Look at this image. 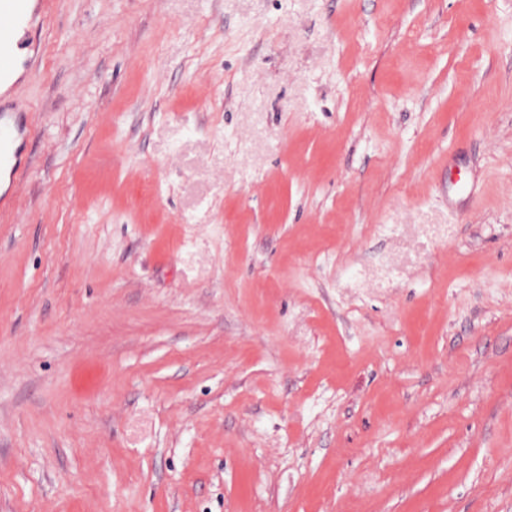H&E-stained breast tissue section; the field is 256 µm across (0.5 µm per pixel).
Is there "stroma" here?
<instances>
[{"label":"stroma","mask_w":512,"mask_h":512,"mask_svg":"<svg viewBox=\"0 0 512 512\" xmlns=\"http://www.w3.org/2000/svg\"><path fill=\"white\" fill-rule=\"evenodd\" d=\"M0 212V512H512V0H48Z\"/></svg>","instance_id":"35a3bbf8"}]
</instances>
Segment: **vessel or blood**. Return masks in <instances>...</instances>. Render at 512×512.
<instances>
[{
  "instance_id": "b4317fda",
  "label": "vessel or blood",
  "mask_w": 512,
  "mask_h": 512,
  "mask_svg": "<svg viewBox=\"0 0 512 512\" xmlns=\"http://www.w3.org/2000/svg\"><path fill=\"white\" fill-rule=\"evenodd\" d=\"M44 16V0H0V84L10 80L22 62L14 49L19 26L39 25ZM28 113H0V173L16 178L20 169L19 150L32 134Z\"/></svg>"
}]
</instances>
